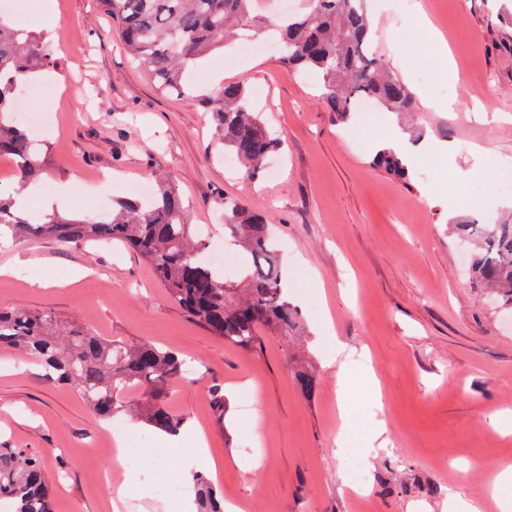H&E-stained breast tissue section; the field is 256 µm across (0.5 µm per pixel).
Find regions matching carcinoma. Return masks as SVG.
<instances>
[{
  "mask_svg": "<svg viewBox=\"0 0 512 512\" xmlns=\"http://www.w3.org/2000/svg\"><path fill=\"white\" fill-rule=\"evenodd\" d=\"M253 0H102L117 24L127 52L160 91L189 99L193 64L224 47L241 31L265 25L252 13ZM280 63L320 77L321 101L344 122L355 105L372 100L390 112H411L414 97L404 81L371 49L364 0H310L308 11L273 25ZM45 39L18 29L0 11V156L16 166L21 194L43 185L40 139L15 117L26 84L50 64ZM224 147L249 176H257L278 140L249 108L240 83H226L205 98ZM372 163L405 179L407 168L392 150ZM224 238L244 248L245 266L235 280L213 267L200 231L186 223L188 209L170 181L157 185L149 203L113 202L112 210L87 220L56 215L29 218L0 195V231L19 243L49 239L61 245L121 243L153 270L169 299L216 336L251 351L263 334L284 340L299 332L297 309L288 301L274 260L275 245L263 215L224 197ZM458 235L474 242L471 272L482 288L502 292L512 303V224H460ZM0 350L32 356L48 378L69 386L98 417L128 408L125 391L142 387L151 403L147 425L174 432L183 419L168 409L165 395L185 359L151 342L126 343L68 324L49 311L0 308ZM197 512H224L209 479L192 474ZM44 456L27 448H0V499L13 512H53Z\"/></svg>",
  "mask_w": 512,
  "mask_h": 512,
  "instance_id": "cac0c4a2",
  "label": "carcinoma"
}]
</instances>
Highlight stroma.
Segmentation results:
<instances>
[{"mask_svg": "<svg viewBox=\"0 0 512 512\" xmlns=\"http://www.w3.org/2000/svg\"><path fill=\"white\" fill-rule=\"evenodd\" d=\"M53 4L52 25L29 27L50 43L54 64L44 78H66L57 126L46 135L48 175L99 188L102 209L132 184L171 177L189 223L213 225L219 245V197L264 213L303 327L301 357L272 335L245 351L187 317L126 248L0 242V307L49 310L190 357L167 405L207 440L198 459L190 440L175 451L140 420L96 418L39 363L8 356L0 361V445L44 455L53 512H118L111 476L127 482V498L143 512H187L186 502L155 493L173 478L166 460L175 452L195 458L237 512H448L456 496L476 498L479 512H504L512 499L491 488L512 468V306L472 287L455 227L512 221V193L498 186L486 187L477 208L458 202L465 174L512 159V0H419L409 17L395 0H366L372 47L415 99L405 119L358 109L337 123L319 100L318 76L285 68L270 47L244 56L233 44L202 58L197 94L244 84L281 141L254 179L225 164L201 104L159 92L132 62L101 0ZM423 17L447 36L452 59L420 35ZM448 100L454 111L434 110ZM477 105L501 121L476 119ZM392 128L407 144L447 140L454 150L437 163L408 157V178L397 179L372 163V137ZM107 172L121 179L103 190L98 178ZM340 343L368 350L382 388L381 400L359 396L348 435L324 366ZM302 365L317 378L313 393L295 382ZM380 420L384 448L370 435ZM116 431L149 433L139 469L109 451ZM248 447L260 466H249Z\"/></svg>", "mask_w": 512, "mask_h": 512, "instance_id": "1", "label": "stroma"}]
</instances>
